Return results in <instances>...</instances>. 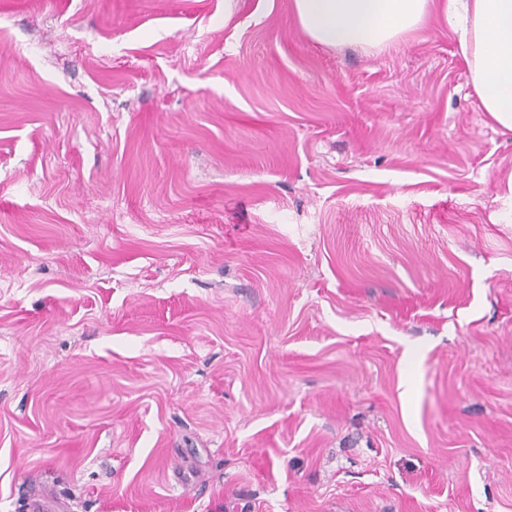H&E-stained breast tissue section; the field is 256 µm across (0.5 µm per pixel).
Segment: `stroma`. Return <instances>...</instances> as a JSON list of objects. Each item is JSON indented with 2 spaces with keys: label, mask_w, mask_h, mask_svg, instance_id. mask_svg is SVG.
Returning a JSON list of instances; mask_svg holds the SVG:
<instances>
[{
  "label": "stroma",
  "mask_w": 512,
  "mask_h": 512,
  "mask_svg": "<svg viewBox=\"0 0 512 512\" xmlns=\"http://www.w3.org/2000/svg\"><path fill=\"white\" fill-rule=\"evenodd\" d=\"M511 174L441 19L0 0V512H512Z\"/></svg>",
  "instance_id": "obj_1"
}]
</instances>
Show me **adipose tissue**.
<instances>
[{"mask_svg": "<svg viewBox=\"0 0 512 512\" xmlns=\"http://www.w3.org/2000/svg\"><path fill=\"white\" fill-rule=\"evenodd\" d=\"M298 24L331 47H382L422 26L449 21L482 111L512 131V0H292Z\"/></svg>", "mask_w": 512, "mask_h": 512, "instance_id": "ef3b65f1", "label": "adipose tissue"}]
</instances>
